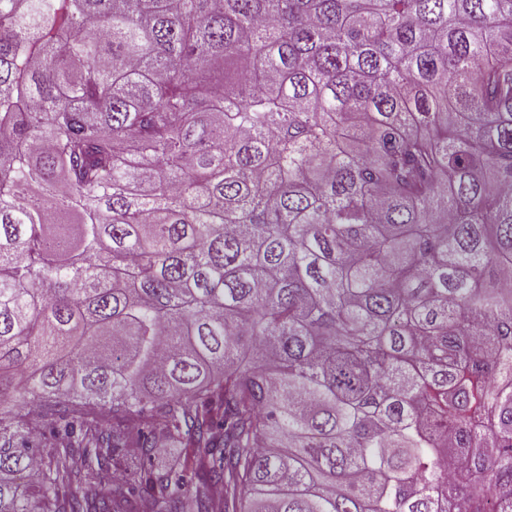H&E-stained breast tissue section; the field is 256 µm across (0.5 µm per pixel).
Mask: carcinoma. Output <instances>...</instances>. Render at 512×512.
Returning a JSON list of instances; mask_svg holds the SVG:
<instances>
[{"label": "carcinoma", "mask_w": 512, "mask_h": 512, "mask_svg": "<svg viewBox=\"0 0 512 512\" xmlns=\"http://www.w3.org/2000/svg\"><path fill=\"white\" fill-rule=\"evenodd\" d=\"M490 497L512 0H0V512Z\"/></svg>", "instance_id": "1"}]
</instances>
